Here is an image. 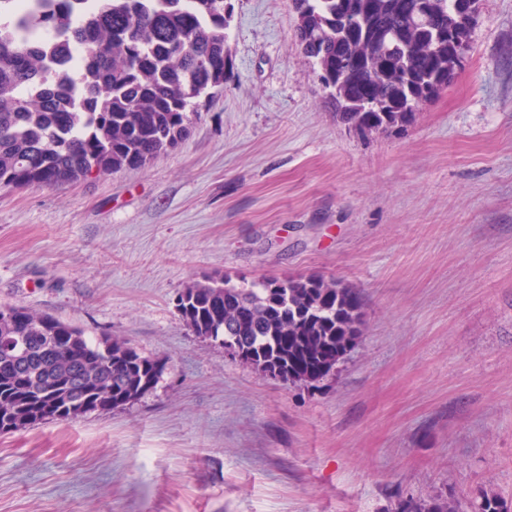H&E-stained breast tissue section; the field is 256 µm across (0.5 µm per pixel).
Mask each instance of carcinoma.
<instances>
[{
    "label": "carcinoma",
    "instance_id": "obj_1",
    "mask_svg": "<svg viewBox=\"0 0 512 512\" xmlns=\"http://www.w3.org/2000/svg\"><path fill=\"white\" fill-rule=\"evenodd\" d=\"M0 19V186L73 185L147 164L188 132L195 100L224 87V0H70ZM294 44L313 59L336 118L362 135L409 124L469 49L471 0H292ZM73 46L70 98L48 83L40 42ZM192 332L284 381L330 372L361 336L358 294L316 276L241 286L206 276L178 295ZM165 365L118 336L98 342L48 314L0 306V434L138 401ZM403 512H459L438 495ZM473 512H512L486 496Z\"/></svg>",
    "mask_w": 512,
    "mask_h": 512
}]
</instances>
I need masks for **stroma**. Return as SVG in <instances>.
I'll use <instances>...</instances> for the list:
<instances>
[{
	"label": "stroma",
	"mask_w": 512,
	"mask_h": 512,
	"mask_svg": "<svg viewBox=\"0 0 512 512\" xmlns=\"http://www.w3.org/2000/svg\"><path fill=\"white\" fill-rule=\"evenodd\" d=\"M230 69L141 168L0 188V306L120 336L139 401L0 434V512H400L512 504V0H478L459 76L404 129L337 120L291 0H225ZM318 275L356 346L274 380L195 336L178 294ZM401 512H459L458 506L454 505L448 497L438 495L429 501H408Z\"/></svg>",
	"instance_id": "35a3bbf8"
}]
</instances>
